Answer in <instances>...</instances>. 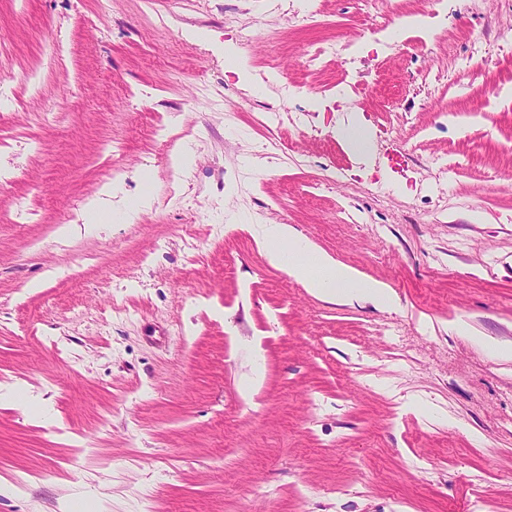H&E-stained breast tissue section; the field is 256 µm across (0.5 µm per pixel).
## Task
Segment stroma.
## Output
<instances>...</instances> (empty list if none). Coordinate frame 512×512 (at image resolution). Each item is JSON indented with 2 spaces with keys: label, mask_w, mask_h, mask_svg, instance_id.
Listing matches in <instances>:
<instances>
[{
  "label": "stroma",
  "mask_w": 512,
  "mask_h": 512,
  "mask_svg": "<svg viewBox=\"0 0 512 512\" xmlns=\"http://www.w3.org/2000/svg\"><path fill=\"white\" fill-rule=\"evenodd\" d=\"M116 166L150 207L65 235ZM510 179L512 0H0V512H512ZM348 151L358 158V163L366 165L364 171L370 166L369 133L362 117L353 116L349 123L339 130ZM254 238L272 263L314 294L347 303L392 305V296L383 284L363 281L355 270L337 265L326 253L301 238L290 225L260 224Z\"/></svg>",
  "instance_id": "35a3bbf8"
}]
</instances>
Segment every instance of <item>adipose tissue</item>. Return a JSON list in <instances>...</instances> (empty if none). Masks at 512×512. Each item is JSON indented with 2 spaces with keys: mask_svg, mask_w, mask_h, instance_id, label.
Returning a JSON list of instances; mask_svg holds the SVG:
<instances>
[{
  "mask_svg": "<svg viewBox=\"0 0 512 512\" xmlns=\"http://www.w3.org/2000/svg\"><path fill=\"white\" fill-rule=\"evenodd\" d=\"M254 238L272 263L314 294L348 303L369 302L383 307L392 304V296L383 284L361 280L355 270L337 265L290 225H258Z\"/></svg>",
  "mask_w": 512,
  "mask_h": 512,
  "instance_id": "adipose-tissue-1",
  "label": "adipose tissue"
}]
</instances>
